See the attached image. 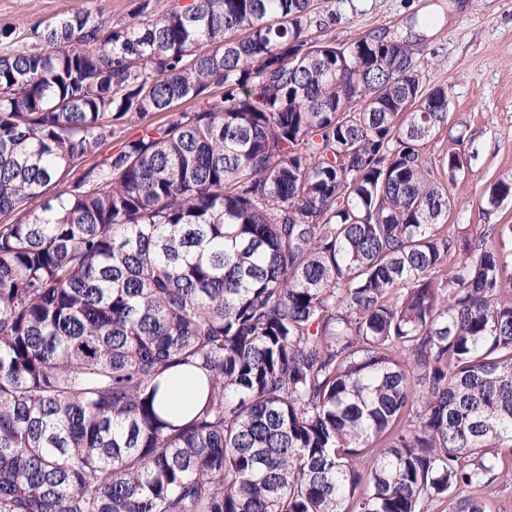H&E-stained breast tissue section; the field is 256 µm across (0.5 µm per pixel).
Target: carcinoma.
<instances>
[{
  "label": "carcinoma",
  "instance_id": "1",
  "mask_svg": "<svg viewBox=\"0 0 512 512\" xmlns=\"http://www.w3.org/2000/svg\"><path fill=\"white\" fill-rule=\"evenodd\" d=\"M312 12L0 29V512H491L512 224L448 223V89L411 42ZM176 377L204 394L180 415ZM141 126L142 123L137 118L128 119L119 128L117 134L102 146L99 158L114 154L122 148L124 143L137 138L141 133Z\"/></svg>",
  "mask_w": 512,
  "mask_h": 512
}]
</instances>
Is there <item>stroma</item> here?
Listing matches in <instances>:
<instances>
[{"label":"stroma","mask_w":512,"mask_h":512,"mask_svg":"<svg viewBox=\"0 0 512 512\" xmlns=\"http://www.w3.org/2000/svg\"><path fill=\"white\" fill-rule=\"evenodd\" d=\"M138 0H0V28L25 29L64 10H88L112 24L132 19ZM434 15L433 26L418 20ZM318 37L339 43L400 33L416 47L423 91L448 90V129L432 154L457 152L463 162L449 190V221L476 233L512 224V201L484 209L491 177L512 171V0H318Z\"/></svg>","instance_id":"obj_1"}]
</instances>
